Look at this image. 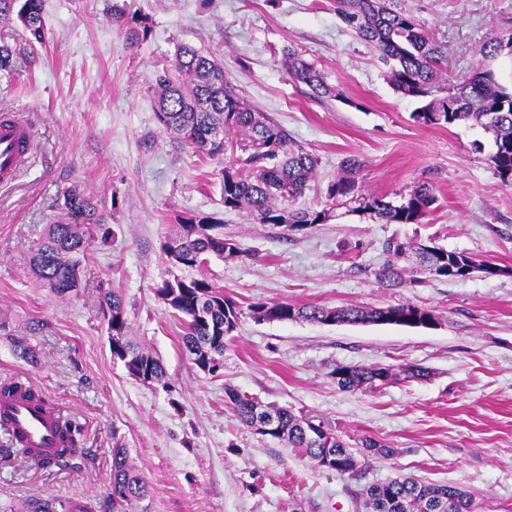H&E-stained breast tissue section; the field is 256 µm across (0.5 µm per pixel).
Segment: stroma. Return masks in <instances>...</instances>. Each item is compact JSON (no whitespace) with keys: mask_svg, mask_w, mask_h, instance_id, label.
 <instances>
[{"mask_svg":"<svg viewBox=\"0 0 512 512\" xmlns=\"http://www.w3.org/2000/svg\"><path fill=\"white\" fill-rule=\"evenodd\" d=\"M448 48V83L465 79L491 32L512 30V0H406ZM122 10L131 21L113 23ZM46 40L0 76V113L24 111L29 158L0 186V381L42 391L81 431L76 467L40 470L0 459V512L35 498L92 501L113 512L112 450L128 449L148 485L133 512H356L364 486L398 475L474 491L481 512H512V186L503 185L481 127L424 126L417 100L390 86L375 51L356 39L330 0H45ZM147 28L131 40L129 28ZM215 56L253 108L317 157L298 199L322 208L349 157L362 194L397 202L417 185L436 203L418 224H384L338 205L295 232L225 211L224 164L181 147L155 118V78L179 44ZM313 63L336 98H314L287 71L283 50ZM80 188L106 218L96 227L77 294L39 284L29 260ZM224 225L241 253L210 258L202 275L241 307L286 301L325 306L413 304L432 328L325 325L242 317L219 374L200 371L155 288L167 275L162 244L182 217ZM435 245L497 265L500 275H424L390 288L378 274L385 246ZM121 289L132 334L164 361L169 385L149 386L113 360L99 308ZM409 365L423 379L340 389L339 365ZM323 421L346 442L370 438L396 453L358 477L313 467L243 426L225 388Z\"/></svg>","mask_w":512,"mask_h":512,"instance_id":"stroma-1","label":"stroma"}]
</instances>
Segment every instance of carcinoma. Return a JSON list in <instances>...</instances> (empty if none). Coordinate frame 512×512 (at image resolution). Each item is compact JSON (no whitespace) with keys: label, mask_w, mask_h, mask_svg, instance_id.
Wrapping results in <instances>:
<instances>
[{"label":"carcinoma","mask_w":512,"mask_h":512,"mask_svg":"<svg viewBox=\"0 0 512 512\" xmlns=\"http://www.w3.org/2000/svg\"><path fill=\"white\" fill-rule=\"evenodd\" d=\"M44 0H0V24H19L30 35V43L42 45L46 38ZM334 10L341 22L362 42L370 45L386 67L392 88L403 96L425 101L413 113L415 121L425 126H454L469 123L493 134L494 152L489 161L501 181L512 186V90L499 83L493 68L503 55L512 56V34H491L479 47L480 59L473 73L453 87L440 84L441 64L446 59L445 44L431 37L418 17L404 6L403 0H334ZM289 73L308 86L318 97L336 96L334 87L323 74L305 61L292 47L283 50ZM20 50L0 44V71L13 70ZM158 98L156 119L165 132L183 146L215 159L232 155L224 166V210L242 213L257 224L284 226L303 231L323 224L331 217V208H287L304 196L310 187L318 160L294 143L284 127L265 113L250 107L225 75L223 65L189 44L177 47L169 69L157 73ZM221 139L215 138L217 131ZM361 164L355 157L343 162V172L327 189L328 200L351 198L356 210L387 224H418L436 201L432 188L419 185L399 204L378 196H358L357 176ZM103 218L92 198L75 188L65 197L64 207L56 220L47 225L42 242L31 258L34 277L55 294L66 297L79 286L82 259L87 254L93 229ZM182 255L180 281L175 285L161 282L156 294L164 298L184 328L183 347L193 364L209 359V371L215 373L224 361L226 338L239 327L244 315L236 302L224 296L223 289L203 277L189 272L200 267L208 257L232 258L241 253L238 244L224 238L223 225L208 217L181 220L164 242ZM389 259L380 276L394 286L406 285L405 269L399 262L406 247L397 242L387 245ZM472 261L463 253H450L435 246H423L419 263L423 271L448 276V255ZM101 308L107 328L112 330L119 351L116 356L130 376L141 380L151 376L155 384H167L168 373L162 359L137 344L130 336L126 302L118 288H106ZM256 321L275 319L280 322H324L332 315L339 323H383L394 314L408 326L417 317L433 313L412 304L363 308L360 306L327 307L294 305L288 302L255 303L248 307ZM337 385L344 390H358L386 384L397 372L389 366L338 365L331 371ZM0 395L20 397L38 408L48 406L42 394L21 382L0 383ZM225 401L235 417L246 427L254 428L257 413L276 417L275 428L267 437L309 459L322 470L349 474L361 473L362 459L389 457L394 449L370 438L351 445L324 423H314L286 407L264 405L233 389L225 390ZM326 432L335 456L328 459L311 438L312 425ZM26 458L39 468H63L87 455L80 432L64 419L59 426L58 448L47 458L25 450ZM144 479L129 459L128 450H112V502L130 505L146 496ZM361 512H479L473 491L458 484H437L412 477H396L371 484L359 493Z\"/></svg>","instance_id":"cac0c4a2"}]
</instances>
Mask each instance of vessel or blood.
Returning a JSON list of instances; mask_svg holds the SVG:
<instances>
[{
	"label": "vessel or blood",
	"instance_id": "b4317fda",
	"mask_svg": "<svg viewBox=\"0 0 512 512\" xmlns=\"http://www.w3.org/2000/svg\"><path fill=\"white\" fill-rule=\"evenodd\" d=\"M31 128L21 117L7 115L0 118V182L11 181L25 162ZM0 414L6 422L4 429L10 436L22 437L24 443L43 453H51L57 436L53 413L41 410L20 398L0 400Z\"/></svg>",
	"mask_w": 512,
	"mask_h": 512
}]
</instances>
